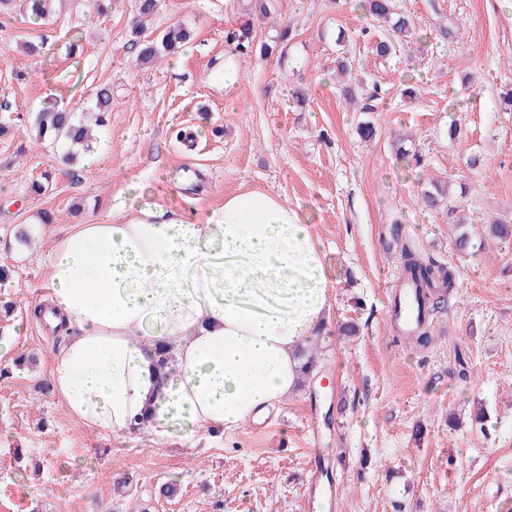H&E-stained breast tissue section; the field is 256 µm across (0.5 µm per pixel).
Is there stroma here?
I'll list each match as a JSON object with an SVG mask.
<instances>
[{
  "mask_svg": "<svg viewBox=\"0 0 512 512\" xmlns=\"http://www.w3.org/2000/svg\"><path fill=\"white\" fill-rule=\"evenodd\" d=\"M356 2L266 0L262 16L255 0H161L147 36L180 24L191 40L144 66L127 47L135 0L103 12L54 0L40 22L23 0L0 10V299L15 304L0 313V512H321L308 492L319 480L336 492L331 512H512V237L485 232L512 225V0H396L427 37L388 58L374 52L386 28ZM245 20L258 43L290 27L288 55L242 56L228 94L226 34ZM29 41L41 56L24 53ZM103 83L112 107L90 156L71 165L35 141L44 103L87 111ZM348 87L357 99L380 88L376 111ZM401 135L424 174L396 156ZM45 172L52 187L33 194ZM436 185L447 197L425 207ZM250 188L307 213L337 275L312 344L328 386L301 384L264 424L192 444L88 428L41 391L66 337L33 309L70 225L155 202L189 215ZM405 243L455 273L424 346L390 316Z\"/></svg>",
  "mask_w": 512,
  "mask_h": 512,
  "instance_id": "stroma-1",
  "label": "stroma"
}]
</instances>
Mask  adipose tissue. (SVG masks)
<instances>
[{"mask_svg": "<svg viewBox=\"0 0 512 512\" xmlns=\"http://www.w3.org/2000/svg\"><path fill=\"white\" fill-rule=\"evenodd\" d=\"M49 265V316L68 334L50 379L66 411L186 442L265 420L295 392L334 283L308 215L257 190L194 218L152 204L73 225Z\"/></svg>", "mask_w": 512, "mask_h": 512, "instance_id": "obj_1", "label": "adipose tissue"}]
</instances>
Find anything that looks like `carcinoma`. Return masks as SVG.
Returning a JSON list of instances; mask_svg holds the SVG:
<instances>
[{
	"label": "carcinoma",
	"instance_id": "cac0c4a2",
	"mask_svg": "<svg viewBox=\"0 0 512 512\" xmlns=\"http://www.w3.org/2000/svg\"><path fill=\"white\" fill-rule=\"evenodd\" d=\"M52 0H26V11L34 21L45 19L51 11ZM158 0H136V21L131 28L130 50L135 61L152 64L166 56H174L182 50L190 39V31L182 25H174L158 37L144 36L147 22L156 12ZM358 7L363 14L374 21H384L389 25L388 36L375 45L377 56L392 55L397 48L412 37L414 23L410 16L398 11L395 0H359ZM230 39L236 42V50L242 54L253 51V38L250 26L242 25L232 32ZM112 93L104 84L96 93L95 125L86 122V114L72 112L64 107L52 105L36 113L33 119L35 140L62 139L67 144L65 160L69 163L87 156L93 151L96 140L94 127L105 125L107 113L111 111ZM402 268L419 290L421 304L433 296H444L454 288V277L444 264L423 259L409 245H402Z\"/></svg>",
	"mask_w": 512,
	"mask_h": 512
}]
</instances>
